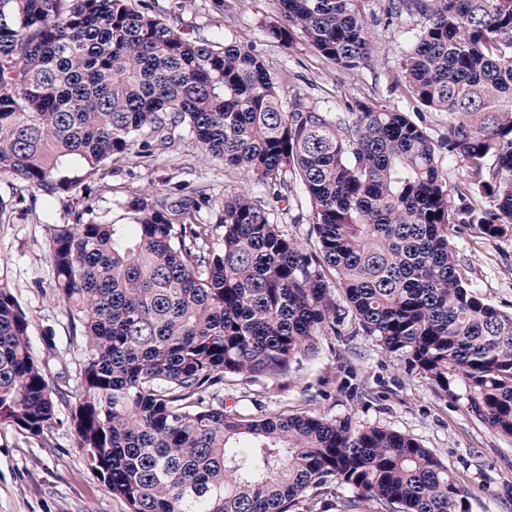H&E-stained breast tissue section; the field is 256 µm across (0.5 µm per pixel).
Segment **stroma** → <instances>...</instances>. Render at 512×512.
Wrapping results in <instances>:
<instances>
[{
    "instance_id": "35a3bbf8",
    "label": "stroma",
    "mask_w": 512,
    "mask_h": 512,
    "mask_svg": "<svg viewBox=\"0 0 512 512\" xmlns=\"http://www.w3.org/2000/svg\"><path fill=\"white\" fill-rule=\"evenodd\" d=\"M168 18H176L191 38L237 40L250 44L275 73L286 75L284 106L294 99L345 111L365 100L407 110L391 84L400 72L401 55L419 28L421 17H388L385 0H359L375 16L372 35L379 52L370 66L348 74L320 57L302 37L283 47L268 33L278 21L277 0H157ZM178 181L209 188L214 197L237 188L254 195L263 190L240 174L225 170L191 139L178 152L156 149L146 160L130 157L102 168L87 195L63 196L52 205L19 204L31 196L24 183L0 180V199L11 208L0 217V284L7 285L31 321V340L60 373L55 384L75 398L82 355L69 335L63 303L54 291L50 259L53 224L69 220L72 205L89 206L115 223L123 212L116 204L124 192L161 189ZM450 242L474 289L496 308L512 312V237L487 239L475 228L456 224ZM315 355L297 354L287 375L257 381L232 379L224 385L227 409L262 419L273 414H307L345 421L352 428L385 427L418 440L452 471L467 492L469 512H512V437L476 417L461 381L441 391L407 356L384 353L356 318L340 313L335 329L317 339ZM0 512H127L112 497L76 447L70 408L58 403L53 426L34 437L0 425ZM289 512H392L373 499L356 500L353 490L329 480L310 487Z\"/></svg>"
}]
</instances>
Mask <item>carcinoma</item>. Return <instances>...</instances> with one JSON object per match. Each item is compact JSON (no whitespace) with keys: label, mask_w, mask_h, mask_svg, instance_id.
<instances>
[{"label":"carcinoma","mask_w":512,"mask_h":512,"mask_svg":"<svg viewBox=\"0 0 512 512\" xmlns=\"http://www.w3.org/2000/svg\"><path fill=\"white\" fill-rule=\"evenodd\" d=\"M285 25L336 68L377 47L358 0H278ZM423 22L395 87L406 112L301 99L252 47L186 37L144 0H0V173L46 200L108 161L174 148L180 129L270 201L174 183L89 208L51 233L55 290L82 351L76 447L128 512H288L336 480L400 512H468L448 466L412 437L308 415L257 420L219 401L231 377L276 378L336 329L333 281L366 334L512 437V314L469 287L452 224L512 236V0H387ZM448 120L433 138L426 114ZM466 170L449 184L439 165ZM310 250L273 217L295 188ZM224 225V247L209 243ZM65 400L30 320L0 287V424L40 436Z\"/></svg>","instance_id":"carcinoma-1"}]
</instances>
